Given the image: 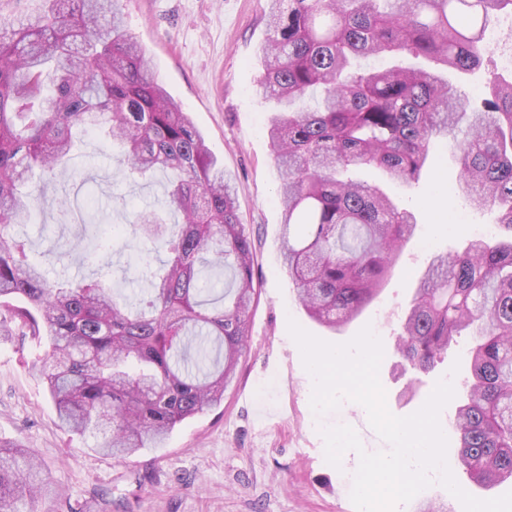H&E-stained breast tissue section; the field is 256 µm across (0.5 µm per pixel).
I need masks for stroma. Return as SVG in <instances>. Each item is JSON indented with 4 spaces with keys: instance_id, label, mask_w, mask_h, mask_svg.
<instances>
[{
    "instance_id": "stroma-1",
    "label": "stroma",
    "mask_w": 512,
    "mask_h": 512,
    "mask_svg": "<svg viewBox=\"0 0 512 512\" xmlns=\"http://www.w3.org/2000/svg\"><path fill=\"white\" fill-rule=\"evenodd\" d=\"M266 7L267 0H124L127 24L168 93L189 112L232 177L239 215L254 243L260 294L251 311V340L221 405L177 426L162 447L124 458L107 456L95 449L102 433L80 435L62 427L33 368L41 349L16 336H0V443L30 448L53 484L84 512H355L350 491L358 456L349 451L341 467L328 464L321 428L349 425L370 452L389 446L359 404L347 401L334 412L314 415L313 379L288 333L291 319L332 343L346 342L371 326L383 343L379 378L395 415L420 409L439 380L451 381L459 393L466 387L470 332H463L427 375L402 371L394 352L430 259L453 251L466 236L507 234L496 212L473 208L460 190L452 140L432 145L418 183L387 187L400 207L415 213L418 224L379 297L336 334L296 304L281 262L282 214L267 135L269 105L257 94ZM496 31L486 66L449 76L468 96L483 91L491 71L512 75L500 63L512 46V24L500 19ZM32 182L45 186L51 198L68 197L84 218L78 224L51 207L14 225L13 234L28 238L49 278L89 280L101 270L114 287L132 292L142 286L144 271L159 268L164 252L134 247L132 221L137 212L162 208L166 175L126 179L115 148L91 133L67 183L39 172ZM87 223L109 242L95 266L83 262Z\"/></svg>"
}]
</instances>
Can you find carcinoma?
I'll return each instance as SVG.
<instances>
[{"label": "carcinoma", "mask_w": 512, "mask_h": 512, "mask_svg": "<svg viewBox=\"0 0 512 512\" xmlns=\"http://www.w3.org/2000/svg\"><path fill=\"white\" fill-rule=\"evenodd\" d=\"M0 21V331L45 347L38 373L59 420L103 430L99 451L157 448L219 405L251 338L254 244L233 183L124 25L122 0H48ZM512 0H267L259 94L279 175L281 255L297 304L340 331L380 294L417 226L378 184L409 186L431 145L451 138L461 190L512 232V80L477 107L441 70L467 73ZM119 148L132 179L169 173L177 230L136 214L163 267L135 300L106 280H52L12 233L44 203L38 168L66 180L88 131ZM471 329L468 381L451 427L452 459L483 487L512 478V235L464 240L434 256L396 336L408 369L428 374ZM62 498L35 454L0 445V512Z\"/></svg>", "instance_id": "cac0c4a2"}]
</instances>
